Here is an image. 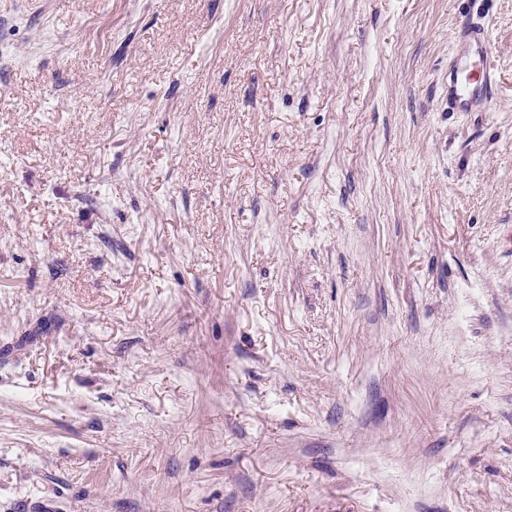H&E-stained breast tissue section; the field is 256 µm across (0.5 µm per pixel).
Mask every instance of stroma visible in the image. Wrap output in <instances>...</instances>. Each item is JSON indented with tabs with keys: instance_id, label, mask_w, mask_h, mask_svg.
<instances>
[{
	"instance_id": "35a3bbf8",
	"label": "stroma",
	"mask_w": 512,
	"mask_h": 512,
	"mask_svg": "<svg viewBox=\"0 0 512 512\" xmlns=\"http://www.w3.org/2000/svg\"><path fill=\"white\" fill-rule=\"evenodd\" d=\"M501 74L451 112L474 3ZM512 512V0H0V512Z\"/></svg>"
}]
</instances>
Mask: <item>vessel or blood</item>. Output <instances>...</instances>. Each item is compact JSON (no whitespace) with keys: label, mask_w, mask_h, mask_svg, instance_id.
<instances>
[{"label":"vessel or blood","mask_w":512,"mask_h":512,"mask_svg":"<svg viewBox=\"0 0 512 512\" xmlns=\"http://www.w3.org/2000/svg\"><path fill=\"white\" fill-rule=\"evenodd\" d=\"M493 45L485 25L467 22L448 61L447 105L452 112L489 109L498 90Z\"/></svg>","instance_id":"obj_1"}]
</instances>
